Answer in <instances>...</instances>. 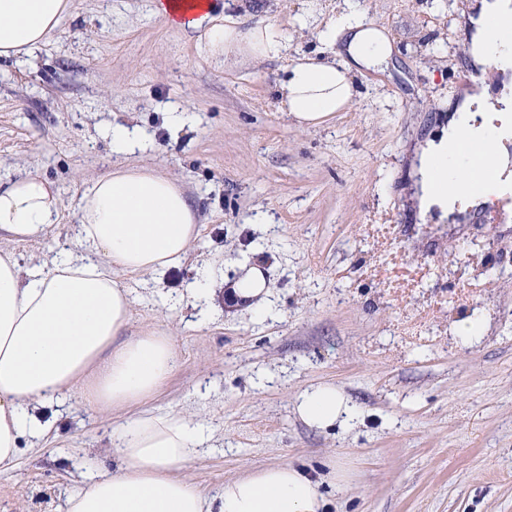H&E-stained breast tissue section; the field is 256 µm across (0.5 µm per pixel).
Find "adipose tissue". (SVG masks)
<instances>
[{
	"label": "adipose tissue",
	"mask_w": 512,
	"mask_h": 512,
	"mask_svg": "<svg viewBox=\"0 0 512 512\" xmlns=\"http://www.w3.org/2000/svg\"><path fill=\"white\" fill-rule=\"evenodd\" d=\"M74 0H0V59L31 55L72 15ZM153 11L176 28L201 31L206 53L217 62L282 58V33L272 24L248 23L219 10L217 0H153ZM471 30L473 64L507 72L512 68V0H469L464 13ZM322 37L332 59L301 58L287 67L278 93L301 128L322 125L348 108L353 76L385 64L393 54L387 27L368 20L356 0ZM481 143L498 181L478 194L475 173L462 168L445 185L448 152L460 139ZM420 216L446 220L457 202L473 207L512 188V98L487 89L466 95L413 157ZM59 189L33 172L0 186V239L27 241L58 223ZM199 234L198 218L179 182L153 169L119 165L92 180L79 200V250H60L50 262L21 266L0 251V471L14 468L21 438H40L51 428L36 413L64 405L79 392L95 408L113 411L152 396L175 364L168 336L123 334L132 299L115 272L164 278L187 259ZM270 293L262 262L240 267L229 299L259 314ZM310 426L349 425L356 412L332 384L311 387L295 399ZM212 430L181 414L142 411L113 431L117 463L87 475L65 512H326L320 483L294 463L264 467L226 481L209 496L180 469L199 458Z\"/></svg>",
	"instance_id": "ef3b65f1"
}]
</instances>
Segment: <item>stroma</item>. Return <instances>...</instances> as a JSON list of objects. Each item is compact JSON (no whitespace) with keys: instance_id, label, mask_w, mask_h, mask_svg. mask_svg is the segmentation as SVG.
<instances>
[{"instance_id":"35a3bbf8","label":"stroma","mask_w":512,"mask_h":512,"mask_svg":"<svg viewBox=\"0 0 512 512\" xmlns=\"http://www.w3.org/2000/svg\"><path fill=\"white\" fill-rule=\"evenodd\" d=\"M395 44L388 69L354 74L356 96L329 124L302 129L279 106L290 59L328 58L322 37L337 0H230L267 19L285 58L226 66L195 30L170 28L151 0H75L33 55L0 60V178L36 171L63 200L58 224L29 242L0 241L21 265L75 242L78 200L121 160L179 180L200 221L187 261L162 284L119 275L133 300L127 337L169 335L176 366L143 401L209 425L213 446L182 476L207 495L278 463L312 476L329 462L330 512H512V225L471 218L421 223L411 159L449 101L471 87L460 0H358ZM193 116L169 122L171 106ZM137 126L142 150L120 158L103 133ZM269 271L266 317L237 310L224 285L241 263ZM216 275L207 325L183 290ZM485 330L461 342L455 324ZM332 384L359 412L353 427L318 429L294 410L306 388ZM54 423L22 439L0 473V512H62L79 464L112 471L116 412L73 400L42 407Z\"/></svg>"}]
</instances>
